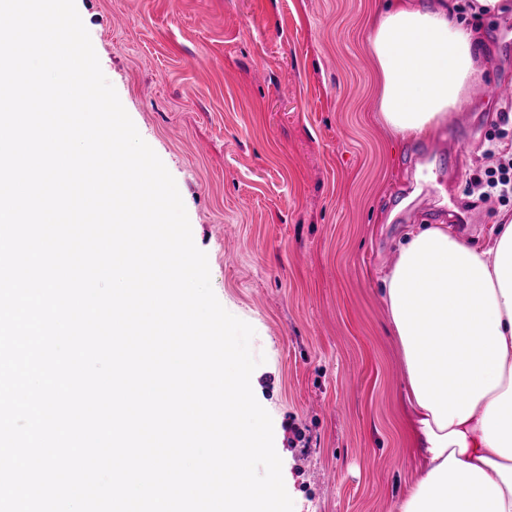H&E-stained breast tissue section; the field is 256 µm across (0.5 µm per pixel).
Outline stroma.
<instances>
[{
  "mask_svg": "<svg viewBox=\"0 0 512 512\" xmlns=\"http://www.w3.org/2000/svg\"><path fill=\"white\" fill-rule=\"evenodd\" d=\"M389 0H76L103 73L176 181L222 306L251 324L253 392L294 512H394L419 463L407 375L382 302L405 234L475 247L512 216L466 179L512 151V106L469 98L403 139L378 111L368 23ZM459 0L512 83V9ZM473 145L466 157L458 141Z\"/></svg>",
  "mask_w": 512,
  "mask_h": 512,
  "instance_id": "35a3bbf8",
  "label": "stroma"
}]
</instances>
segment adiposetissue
Segmentation results:
<instances>
[{
  "label": "adipose tissue",
  "mask_w": 512,
  "mask_h": 512,
  "mask_svg": "<svg viewBox=\"0 0 512 512\" xmlns=\"http://www.w3.org/2000/svg\"><path fill=\"white\" fill-rule=\"evenodd\" d=\"M450 10L394 0L371 20L379 109L400 137L446 122L482 76L483 38ZM382 282L422 460L395 512H512V221L483 249L438 225L410 232Z\"/></svg>",
  "instance_id": "adipose-tissue-1"
}]
</instances>
